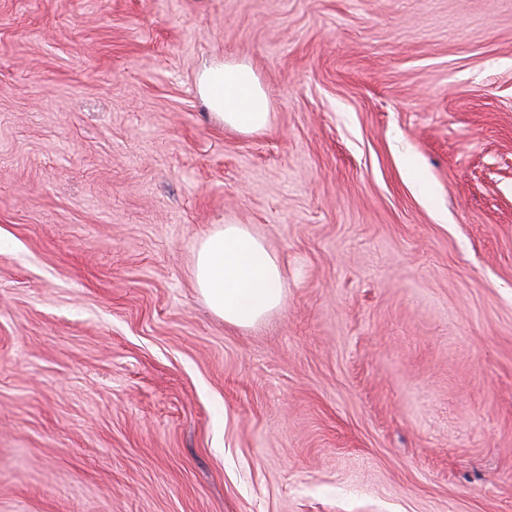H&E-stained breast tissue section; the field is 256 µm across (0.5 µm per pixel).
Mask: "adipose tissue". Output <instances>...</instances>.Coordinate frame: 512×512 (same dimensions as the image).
<instances>
[{"label":"adipose tissue","mask_w":512,"mask_h":512,"mask_svg":"<svg viewBox=\"0 0 512 512\" xmlns=\"http://www.w3.org/2000/svg\"><path fill=\"white\" fill-rule=\"evenodd\" d=\"M196 89L211 117L244 134L265 130L269 103L253 69L216 62L198 75ZM196 283L225 322L254 323L284 301L281 267L273 253L242 224L209 232L196 255Z\"/></svg>","instance_id":"1"}]
</instances>
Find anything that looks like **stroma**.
<instances>
[{
  "instance_id": "obj_1",
  "label": "stroma",
  "mask_w": 512,
  "mask_h": 512,
  "mask_svg": "<svg viewBox=\"0 0 512 512\" xmlns=\"http://www.w3.org/2000/svg\"><path fill=\"white\" fill-rule=\"evenodd\" d=\"M0 512H512V0H0ZM196 89L210 116L225 127L252 134L269 126V103L249 65L215 62L199 73ZM196 283L210 308L238 326L279 308L285 297L275 255L242 224L219 225L201 240Z\"/></svg>"
}]
</instances>
